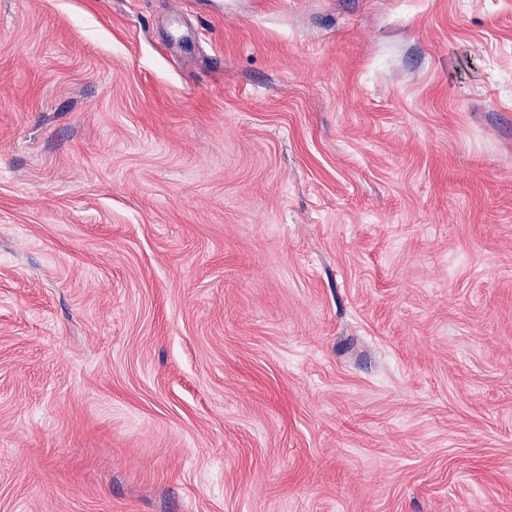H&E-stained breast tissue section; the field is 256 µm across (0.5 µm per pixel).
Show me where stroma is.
I'll return each mask as SVG.
<instances>
[{
  "mask_svg": "<svg viewBox=\"0 0 512 512\" xmlns=\"http://www.w3.org/2000/svg\"><path fill=\"white\" fill-rule=\"evenodd\" d=\"M0 512H512V0H0Z\"/></svg>",
  "mask_w": 512,
  "mask_h": 512,
  "instance_id": "obj_1",
  "label": "stroma"
}]
</instances>
